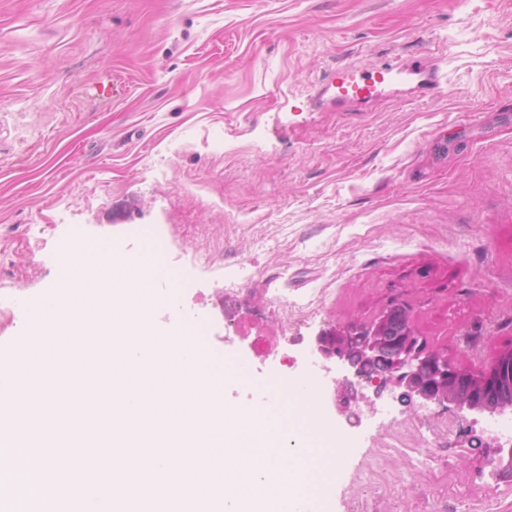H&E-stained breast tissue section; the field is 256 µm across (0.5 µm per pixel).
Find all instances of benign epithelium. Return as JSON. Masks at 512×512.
Masks as SVG:
<instances>
[{"instance_id":"1","label":"benign epithelium","mask_w":512,"mask_h":512,"mask_svg":"<svg viewBox=\"0 0 512 512\" xmlns=\"http://www.w3.org/2000/svg\"><path fill=\"white\" fill-rule=\"evenodd\" d=\"M413 329L408 309L391 303L369 324H356L338 333L327 329L314 338L313 351L343 373L333 379L334 402L340 412L362 402L372 412V397L388 394L399 401L417 399L422 405L452 403L461 409L503 415L512 413V346L500 351L493 364L480 373L448 363V358L412 343ZM357 379L361 387L373 388V396L343 389V382ZM488 461L498 474L512 481V446L494 440L487 444Z\"/></svg>"}]
</instances>
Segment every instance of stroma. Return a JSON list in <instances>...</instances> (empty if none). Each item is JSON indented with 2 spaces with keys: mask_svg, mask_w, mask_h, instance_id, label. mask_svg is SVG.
I'll list each match as a JSON object with an SVG mask.
<instances>
[{
  "mask_svg": "<svg viewBox=\"0 0 512 512\" xmlns=\"http://www.w3.org/2000/svg\"><path fill=\"white\" fill-rule=\"evenodd\" d=\"M418 70L366 105L331 78ZM184 280L152 285L163 329L199 314L252 380L310 378L351 455L330 512H512L486 441L512 415L390 397L339 414L316 334L391 298L455 365L512 344V0H0V364L73 235ZM294 337L272 369L225 307Z\"/></svg>",
  "mask_w": 512,
  "mask_h": 512,
  "instance_id": "35a3bbf8",
  "label": "stroma"
}]
</instances>
